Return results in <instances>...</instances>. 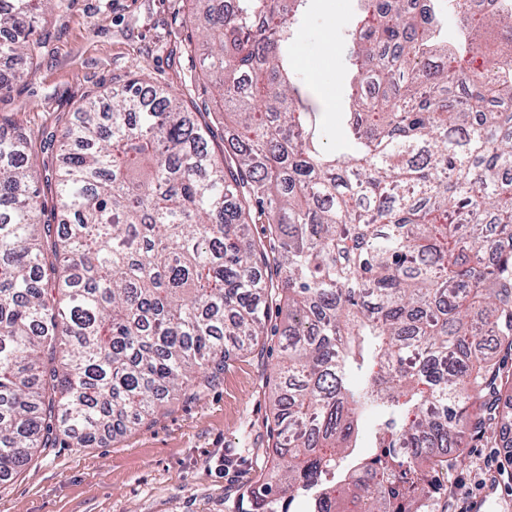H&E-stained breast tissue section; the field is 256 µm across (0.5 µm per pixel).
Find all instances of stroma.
<instances>
[{"label":"stroma","instance_id":"obj_1","mask_svg":"<svg viewBox=\"0 0 512 512\" xmlns=\"http://www.w3.org/2000/svg\"><path fill=\"white\" fill-rule=\"evenodd\" d=\"M355 0H311L290 50L318 111L345 112L350 68L346 27ZM190 0H63L41 19L46 46L36 69L6 60L17 79L0 113L32 140L62 127L86 100L106 101L113 83L138 77L180 97L189 111L210 113L211 143L224 145L223 104L212 94L196 45ZM279 360L277 337L262 355L230 353L224 376L154 418L81 448L46 449L12 480L0 482V512H247L249 490L269 477L268 446ZM501 433L466 437L447 467L430 472L435 512L477 481L496 485L495 512H512V465L485 472L483 460L506 455L512 398L501 402Z\"/></svg>","mask_w":512,"mask_h":512}]
</instances>
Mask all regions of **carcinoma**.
Returning a JSON list of instances; mask_svg holds the SVG:
<instances>
[{
	"instance_id": "1",
	"label": "carcinoma",
	"mask_w": 512,
	"mask_h": 512,
	"mask_svg": "<svg viewBox=\"0 0 512 512\" xmlns=\"http://www.w3.org/2000/svg\"><path fill=\"white\" fill-rule=\"evenodd\" d=\"M58 2L0 6V58L36 67V19ZM192 2L233 123L221 154L137 77L37 147L0 135V481L196 396L227 346L272 332L276 474L251 510L303 495L309 512H427L421 463L459 447L462 421L484 435L512 392V8L357 0L335 113L314 111L286 49L309 0Z\"/></svg>"
}]
</instances>
